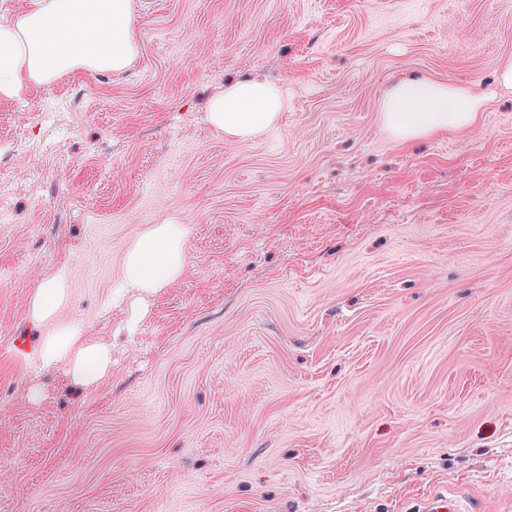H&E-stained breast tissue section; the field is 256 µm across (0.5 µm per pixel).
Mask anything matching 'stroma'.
<instances>
[{
	"label": "stroma",
	"mask_w": 512,
	"mask_h": 512,
	"mask_svg": "<svg viewBox=\"0 0 512 512\" xmlns=\"http://www.w3.org/2000/svg\"><path fill=\"white\" fill-rule=\"evenodd\" d=\"M140 52L0 101V512H512V0H136ZM284 93L245 144L225 82ZM417 75L484 101L413 141ZM185 274L116 301L149 225ZM68 293L27 317L42 276ZM81 323L112 371L80 391L15 358ZM40 397L29 400L30 390ZM283 109L279 85L255 76L230 81L206 106L209 124L227 139L247 143L275 126ZM67 283L61 273L47 274L37 284L28 302V317L34 324L50 321L64 303ZM414 510L417 512H466V508L462 506V502L455 497H448V492L438 493L430 498L422 500L415 505Z\"/></svg>",
	"instance_id": "stroma-1"
}]
</instances>
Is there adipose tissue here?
Wrapping results in <instances>:
<instances>
[{"label": "adipose tissue", "instance_id": "adipose-tissue-1", "mask_svg": "<svg viewBox=\"0 0 512 512\" xmlns=\"http://www.w3.org/2000/svg\"><path fill=\"white\" fill-rule=\"evenodd\" d=\"M138 52L135 0H27L0 22V100L76 72L123 73ZM482 106L468 89L412 79L394 83L382 100L384 122L402 141L468 126ZM282 109L280 86L260 76L226 83L206 106L214 130L240 143L275 126ZM185 243L184 225H151L126 252L123 288L145 297L176 282L185 271ZM66 296L62 274L44 276L28 302L30 321H50ZM37 360L47 370L67 368L74 383L90 387L108 375L112 351L75 323L44 337Z\"/></svg>", "mask_w": 512, "mask_h": 512}]
</instances>
